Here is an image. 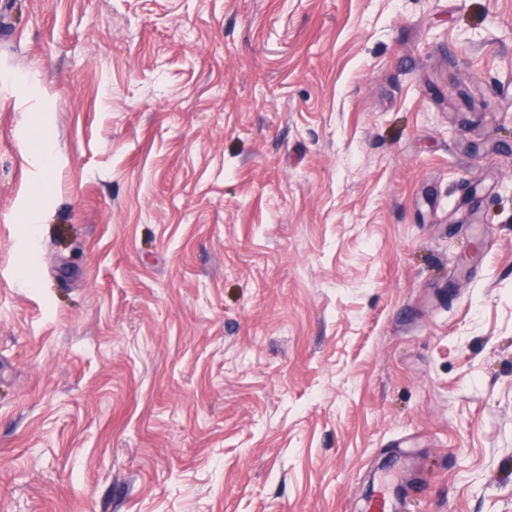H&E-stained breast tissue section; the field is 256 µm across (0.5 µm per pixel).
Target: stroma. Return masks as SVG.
Masks as SVG:
<instances>
[{
	"label": "stroma",
	"mask_w": 512,
	"mask_h": 512,
	"mask_svg": "<svg viewBox=\"0 0 512 512\" xmlns=\"http://www.w3.org/2000/svg\"><path fill=\"white\" fill-rule=\"evenodd\" d=\"M2 25L0 512H512V0ZM30 149L32 161L38 169L46 171L52 166L51 148L45 137L33 136L30 140Z\"/></svg>",
	"instance_id": "35a3bbf8"
}]
</instances>
